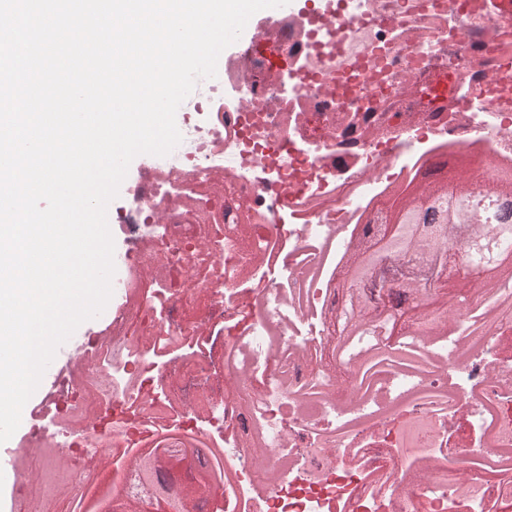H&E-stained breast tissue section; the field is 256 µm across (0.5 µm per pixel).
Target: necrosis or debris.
<instances>
[{"label":"necrosis or debris","mask_w":512,"mask_h":512,"mask_svg":"<svg viewBox=\"0 0 512 512\" xmlns=\"http://www.w3.org/2000/svg\"><path fill=\"white\" fill-rule=\"evenodd\" d=\"M175 153L149 156L113 232L127 249L27 435L75 471L172 434L224 451L210 512H512V275L465 320L410 331V365L350 339L355 394L319 368L336 266L395 178L440 157L512 168V11L474 0L276 10L220 58ZM93 414L94 428L74 422Z\"/></svg>","instance_id":"4bbe7bcc"}]
</instances>
